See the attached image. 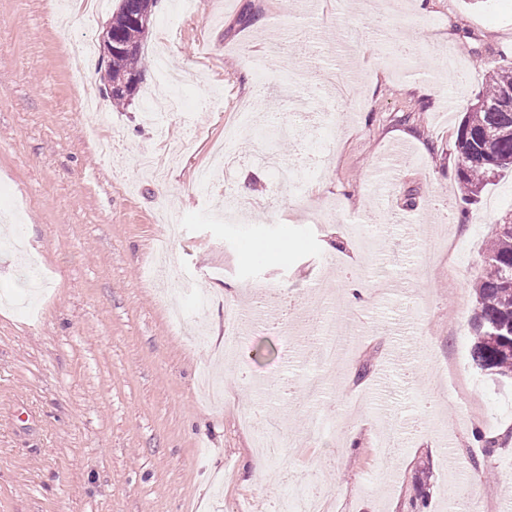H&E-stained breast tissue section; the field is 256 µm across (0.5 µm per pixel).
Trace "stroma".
<instances>
[{
    "instance_id": "1",
    "label": "stroma",
    "mask_w": 512,
    "mask_h": 512,
    "mask_svg": "<svg viewBox=\"0 0 512 512\" xmlns=\"http://www.w3.org/2000/svg\"><path fill=\"white\" fill-rule=\"evenodd\" d=\"M107 2L63 22L51 0H0V512H276L285 489L252 469L249 412L283 440L277 467L323 486L334 512H411L419 494L422 512L483 500L502 512L512 444L488 451L473 433L512 435V382L478 370L470 350L473 285L487 241L512 218V172L460 215L463 113L443 120L442 103L475 102L489 71L512 63V0H379L406 10L419 36L401 74L359 0H321L312 14L295 0H195L187 18L158 0L156 18L175 19L165 46L185 107L155 125L147 97L171 92L155 67L158 31L144 40L133 101L113 105L101 36L118 3ZM75 38L93 45L84 60L67 50ZM444 47L464 84L443 69ZM311 67L341 71L362 111L295 196L240 137L228 190L251 207L226 222L196 179L225 116L261 83ZM205 107L211 118L195 128L190 115ZM95 123L112 135L110 160L89 136ZM159 124L182 147L160 182L137 163L158 151ZM392 155L402 176L378 190L372 173ZM329 202L333 221L312 223ZM357 222L373 231L372 252L356 247ZM163 238L169 263L211 299L201 345L171 325L182 300H160L144 276ZM281 240L288 252H266ZM214 264L222 279L210 278ZM359 279L369 297L336 303ZM268 288L278 315L249 325L225 358L226 305ZM328 302L351 336L332 368L309 353ZM206 371L225 381L221 403L200 392Z\"/></svg>"
}]
</instances>
